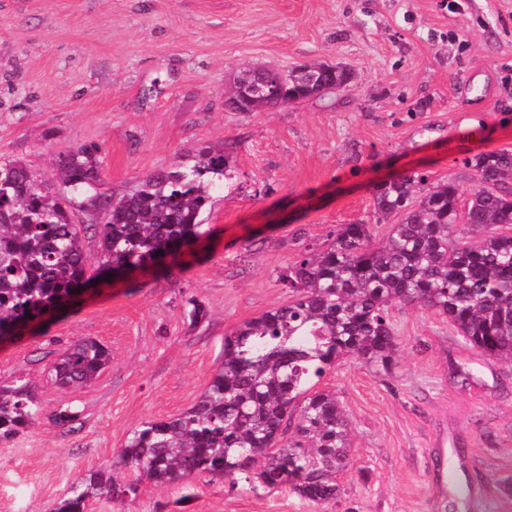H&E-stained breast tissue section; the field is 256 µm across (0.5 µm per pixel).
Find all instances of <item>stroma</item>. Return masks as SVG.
<instances>
[{
    "label": "stroma",
    "mask_w": 512,
    "mask_h": 512,
    "mask_svg": "<svg viewBox=\"0 0 512 512\" xmlns=\"http://www.w3.org/2000/svg\"><path fill=\"white\" fill-rule=\"evenodd\" d=\"M322 61L353 80L324 97L232 112L241 67ZM99 148L108 189L224 152L233 179L177 263L88 285L19 340L0 381L35 387L41 417L0 439V512H53L88 470L127 477L131 430L192 406L224 337L288 303L279 275L342 224L375 222L378 183L410 172L471 189L470 160L512 151V0H0V157L59 183L61 153ZM200 302L207 318L192 324ZM390 372L346 357L323 381L351 428L337 501L230 488L220 476L144 486L87 512H512V365L483 356L447 318L391 308ZM111 353L87 387L51 364L80 338ZM74 412L65 426L56 411Z\"/></svg>",
    "instance_id": "35a3bbf8"
}]
</instances>
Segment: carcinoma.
<instances>
[{"label": "carcinoma", "mask_w": 512, "mask_h": 512, "mask_svg": "<svg viewBox=\"0 0 512 512\" xmlns=\"http://www.w3.org/2000/svg\"><path fill=\"white\" fill-rule=\"evenodd\" d=\"M267 79L293 102L344 81L346 70L314 64L308 72L276 69ZM225 105L257 112L271 102H244L227 89ZM61 161L52 192L24 163L0 160V343L21 338L24 326L45 321L105 272L177 258L201 236L212 193L233 178L224 153L202 149L193 163L114 195L104 188L99 147L68 150ZM470 166L476 187L469 191L415 172L378 186L374 213L398 218L385 240L372 245L373 225L361 222L339 225L325 249L305 248L280 273L292 300L224 336L222 359L195 404L131 430L120 457L132 479L90 471L55 512L121 502L145 482L193 490L202 475L255 491L285 489L314 504L338 499L340 478L352 469L349 423L336 392L319 385L352 354L391 370L395 304L445 316L479 353L512 363V234L469 237L485 224L512 225V151L480 154ZM77 198L96 223L68 219L63 203ZM89 232L100 240L96 267L83 249ZM110 361L103 344L78 339L51 372L63 387L87 386ZM40 412L30 382L0 385V438Z\"/></svg>", "instance_id": "cac0c4a2"}]
</instances>
